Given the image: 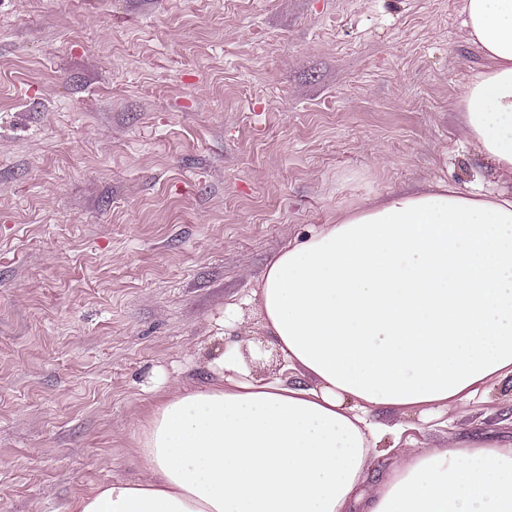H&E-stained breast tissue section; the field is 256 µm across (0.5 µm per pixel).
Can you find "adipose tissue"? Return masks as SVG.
<instances>
[{
  "instance_id": "ef3b65f1",
  "label": "adipose tissue",
  "mask_w": 512,
  "mask_h": 512,
  "mask_svg": "<svg viewBox=\"0 0 512 512\" xmlns=\"http://www.w3.org/2000/svg\"><path fill=\"white\" fill-rule=\"evenodd\" d=\"M488 67L458 102L464 139L512 175V0H464ZM285 376L239 349L159 403L146 478L71 512H512V435L408 448L373 494L379 410L466 405L512 376V195L439 180L340 212L284 247L254 294Z\"/></svg>"
}]
</instances>
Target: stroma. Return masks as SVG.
<instances>
[{"label":"stroma","mask_w":512,"mask_h":512,"mask_svg":"<svg viewBox=\"0 0 512 512\" xmlns=\"http://www.w3.org/2000/svg\"><path fill=\"white\" fill-rule=\"evenodd\" d=\"M463 0H0V512L143 475L140 426L265 338L253 293L338 211L436 179L512 190L464 141ZM512 417V383L380 449Z\"/></svg>","instance_id":"35a3bbf8"}]
</instances>
